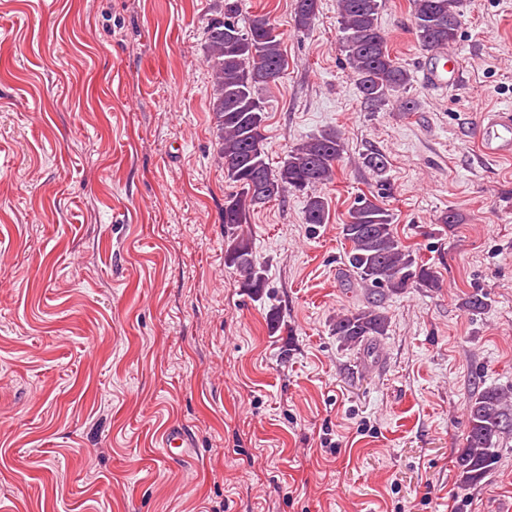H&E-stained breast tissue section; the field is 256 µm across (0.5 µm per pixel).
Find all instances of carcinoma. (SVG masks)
<instances>
[{
	"instance_id": "cac0c4a2",
	"label": "carcinoma",
	"mask_w": 512,
	"mask_h": 512,
	"mask_svg": "<svg viewBox=\"0 0 512 512\" xmlns=\"http://www.w3.org/2000/svg\"><path fill=\"white\" fill-rule=\"evenodd\" d=\"M464 0H412L413 27L419 46L428 52L453 44L461 27ZM380 0H338L341 52L357 93L369 112L398 109L413 112L417 102L407 97L412 76L390 54L378 24ZM318 0H295L294 25L310 30ZM241 0H224L206 24L205 61L211 70L212 112L225 177L237 191L224 201V263L242 278V287L260 295L267 287L266 268L254 256L252 239L241 233L251 213L287 193L306 196L303 221L325 224L329 203L318 187L335 177L343 152L339 131L327 130L297 145L273 168L265 152L266 112L260 90L276 82L286 66L283 37L265 13L239 23ZM365 167L381 176L386 158L372 152ZM341 234L350 245L345 253L349 275L365 288L366 305L336 317L332 331L343 345H369L386 334V317L379 311L384 297L410 288H437V271L420 263L397 236L393 215L366 196L355 199ZM464 308L480 314L488 303L479 290L464 299ZM466 446L456 457L465 485L489 475L501 455L500 439L512 431V391L486 387L469 399Z\"/></svg>"
}]
</instances>
